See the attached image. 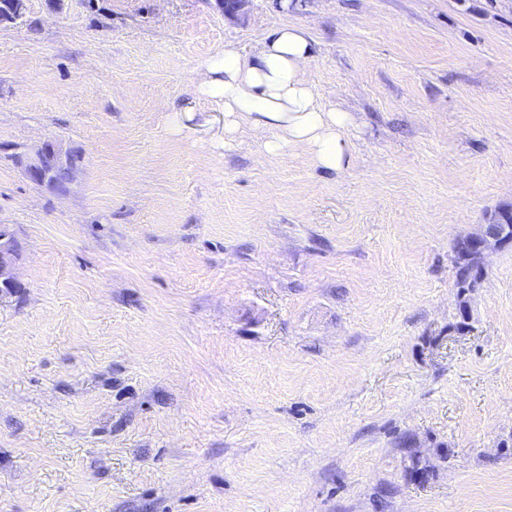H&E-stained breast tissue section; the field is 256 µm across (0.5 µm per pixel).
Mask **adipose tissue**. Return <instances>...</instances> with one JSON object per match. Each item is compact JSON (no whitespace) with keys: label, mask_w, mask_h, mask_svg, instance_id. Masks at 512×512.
Here are the masks:
<instances>
[{"label":"adipose tissue","mask_w":512,"mask_h":512,"mask_svg":"<svg viewBox=\"0 0 512 512\" xmlns=\"http://www.w3.org/2000/svg\"><path fill=\"white\" fill-rule=\"evenodd\" d=\"M310 54L307 32L285 26L251 58L227 52L206 61L198 71L197 88L223 102L229 130L244 124L272 132L264 143L269 154L299 146L322 168L341 171L348 151L343 131L351 117L316 101L304 78Z\"/></svg>","instance_id":"1"}]
</instances>
